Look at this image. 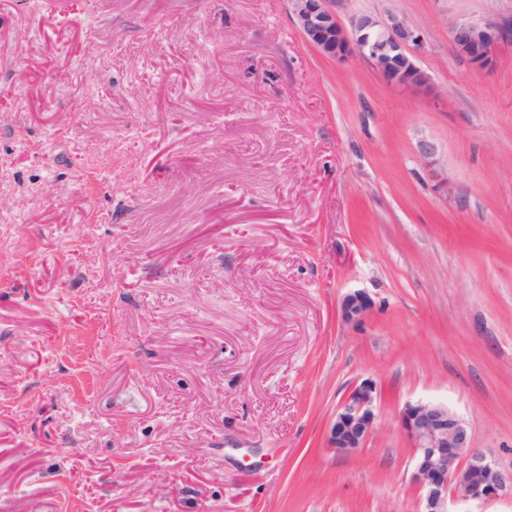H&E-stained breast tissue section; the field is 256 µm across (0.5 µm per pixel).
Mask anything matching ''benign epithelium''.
Wrapping results in <instances>:
<instances>
[{
	"mask_svg": "<svg viewBox=\"0 0 512 512\" xmlns=\"http://www.w3.org/2000/svg\"><path fill=\"white\" fill-rule=\"evenodd\" d=\"M352 0H289L290 12L306 40L324 56L345 62H366L390 85L422 86L426 73L415 57L427 45L426 33L404 16L384 18L348 13L343 24L338 10ZM456 51L478 65L493 61L505 40L503 24L495 17L460 21L449 30ZM366 293L354 291L342 301L348 320H360L370 311ZM376 383L357 384L336 409L328 445L341 455H353L364 447L377 425ZM401 428L413 442L412 481L420 491L419 512H452L451 503L488 501L512 496V470L496 465L474 447L467 422L448 406L432 401H408L399 412Z\"/></svg>",
	"mask_w": 512,
	"mask_h": 512,
	"instance_id": "benign-epithelium-1",
	"label": "benign epithelium"
}]
</instances>
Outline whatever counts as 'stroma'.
I'll use <instances>...</instances> for the list:
<instances>
[{
    "instance_id": "stroma-1",
    "label": "stroma",
    "mask_w": 512,
    "mask_h": 512,
    "mask_svg": "<svg viewBox=\"0 0 512 512\" xmlns=\"http://www.w3.org/2000/svg\"><path fill=\"white\" fill-rule=\"evenodd\" d=\"M351 7L430 92L288 0H0V512H418L409 400L512 468V37L449 38L512 0ZM290 12L306 40L324 56L366 62L390 85L422 86L426 73L415 57L424 52L426 33L404 16L388 14L378 18L348 13L344 25L338 10L352 0H289ZM450 40L456 51L478 65H488L494 53L505 40L503 24L495 17L478 21H460L449 30ZM371 301L365 292L354 291L342 301V312L347 320H361L370 311ZM378 390L371 379L357 384L336 409L328 445L341 455L356 454L377 425Z\"/></svg>"
}]
</instances>
